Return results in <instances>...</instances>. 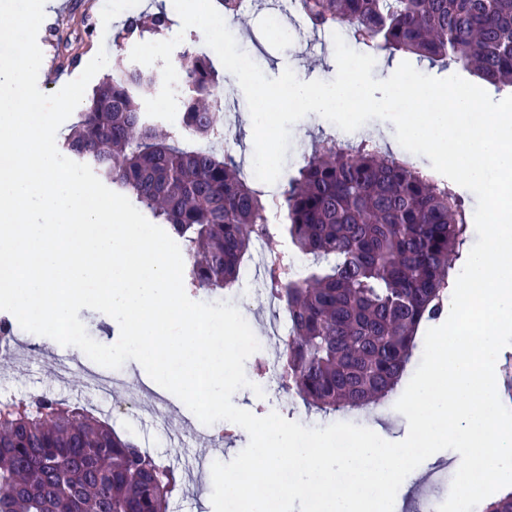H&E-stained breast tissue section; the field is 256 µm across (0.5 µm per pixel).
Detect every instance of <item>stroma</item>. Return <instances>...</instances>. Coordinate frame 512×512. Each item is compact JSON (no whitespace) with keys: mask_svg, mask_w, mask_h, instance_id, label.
<instances>
[{"mask_svg":"<svg viewBox=\"0 0 512 512\" xmlns=\"http://www.w3.org/2000/svg\"><path fill=\"white\" fill-rule=\"evenodd\" d=\"M153 5V0H62L59 9L46 14L37 35V43L48 67L47 74L38 79L40 90L47 94L60 90L76 79L101 49L106 50L109 63L94 76V83H101L117 67L131 66L130 47H116L113 37L129 12H149ZM272 6L273 0H257L243 20L228 22L227 27L239 48L267 77H278L289 67L301 79H328L335 62L332 37L312 33L307 26L296 24L294 14L287 13L283 21L289 25L293 39L288 43H276L264 25V17ZM247 110L248 104L240 85L228 82L224 93V124L231 132L227 149L244 170L250 168L253 161V133L244 127ZM336 132L334 124L318 115L310 114L296 122L291 128L290 147L277 181L278 187L287 186L295 166L304 154L311 151L315 140ZM262 285L261 279H252L241 313L256 327L259 337L266 339L264 353L272 358L276 355V343L269 340L268 332L274 323L283 320L284 314L269 302ZM56 347V341L51 338L15 328L12 348L6 359L0 361V376L7 377L25 398L35 390L59 388L48 364L49 353ZM152 395L164 401L166 414L183 438L186 451L190 455H198L194 435L197 417L174 394L155 386L138 362L127 361L122 367V382L114 391L115 401L126 404L130 399L142 400ZM237 395L258 416L274 411L307 427L322 428L336 422H350L369 429L380 426L395 437L404 433L405 418L396 411V400L392 397L358 410L325 415L308 410L300 401L283 395L260 398L247 388L238 390Z\"/></svg>","mask_w":512,"mask_h":512,"instance_id":"1","label":"stroma"}]
</instances>
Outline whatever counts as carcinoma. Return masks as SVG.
<instances>
[{"label":"carcinoma","instance_id":"1","mask_svg":"<svg viewBox=\"0 0 512 512\" xmlns=\"http://www.w3.org/2000/svg\"><path fill=\"white\" fill-rule=\"evenodd\" d=\"M308 27H345L355 45L455 63L500 93L512 89V0H298ZM164 7L130 15L114 42L159 34ZM180 72V126L194 141L224 131L217 74L189 45ZM154 75L121 68L102 81L65 138L135 206L185 243L188 287L234 286L258 238H270L267 198L233 158L181 148L143 110ZM282 203L283 232L312 261L303 277L285 265L264 272L266 292L288 317L279 362L285 388L324 413L391 394L421 323L445 311L448 270L465 241L466 217L448 185L362 141L322 139L303 159ZM177 470L163 469L136 439L105 419L54 399L0 416V512H167Z\"/></svg>","mask_w":512,"mask_h":512}]
</instances>
